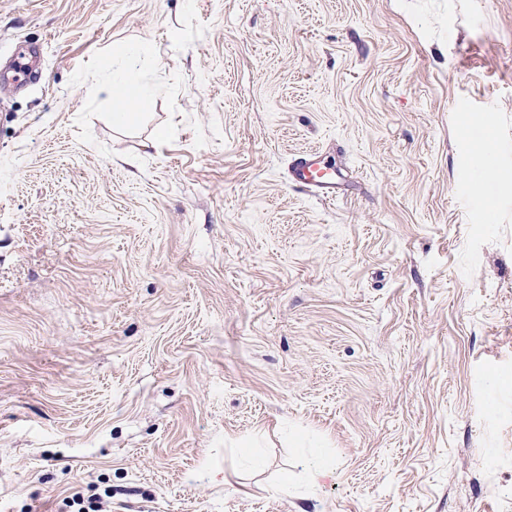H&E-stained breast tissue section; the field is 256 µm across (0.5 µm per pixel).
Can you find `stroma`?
I'll list each match as a JSON object with an SVG mask.
<instances>
[{
	"label": "stroma",
	"mask_w": 512,
	"mask_h": 512,
	"mask_svg": "<svg viewBox=\"0 0 512 512\" xmlns=\"http://www.w3.org/2000/svg\"><path fill=\"white\" fill-rule=\"evenodd\" d=\"M25 48L0 512H512V0H0ZM290 175L292 181L312 189L322 199L330 200L336 197L339 189L337 173L322 164V159L315 150H310L296 159Z\"/></svg>",
	"instance_id": "1"
}]
</instances>
